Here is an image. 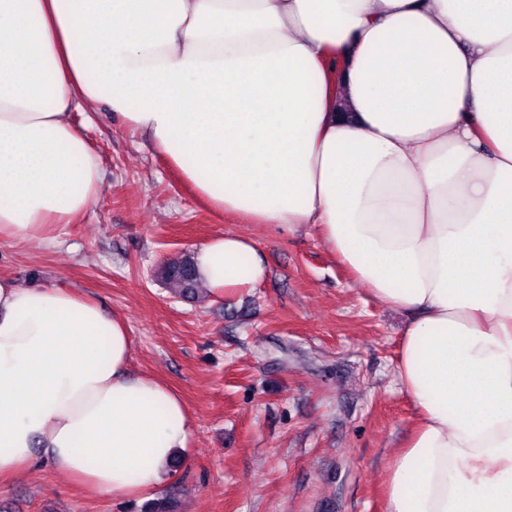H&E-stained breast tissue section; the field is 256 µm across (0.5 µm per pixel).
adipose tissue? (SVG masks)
<instances>
[{"label": "adipose tissue", "instance_id": "adipose-tissue-1", "mask_svg": "<svg viewBox=\"0 0 512 512\" xmlns=\"http://www.w3.org/2000/svg\"><path fill=\"white\" fill-rule=\"evenodd\" d=\"M82 103L239 222L315 226L404 314L386 512H512V0H0V241L98 198ZM196 261L214 293L267 275L233 234ZM132 349L95 299L0 279V479L44 458L149 499L192 418Z\"/></svg>", "mask_w": 512, "mask_h": 512}]
</instances>
